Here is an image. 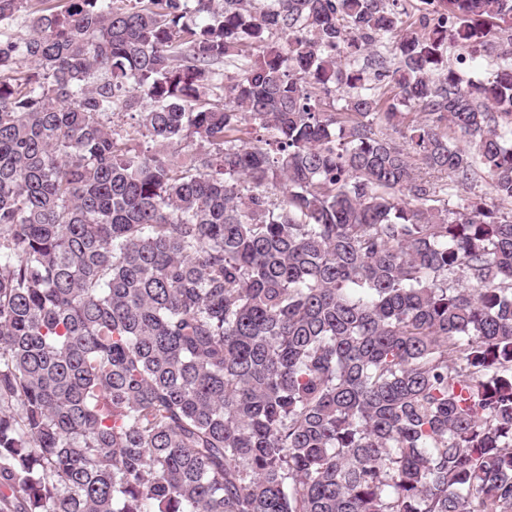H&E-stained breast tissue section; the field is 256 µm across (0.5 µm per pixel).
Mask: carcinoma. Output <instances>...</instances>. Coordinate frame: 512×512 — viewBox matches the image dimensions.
Segmentation results:
<instances>
[{
    "instance_id": "cac0c4a2",
    "label": "carcinoma",
    "mask_w": 512,
    "mask_h": 512,
    "mask_svg": "<svg viewBox=\"0 0 512 512\" xmlns=\"http://www.w3.org/2000/svg\"><path fill=\"white\" fill-rule=\"evenodd\" d=\"M420 3L0 0V512H512V0Z\"/></svg>"
}]
</instances>
